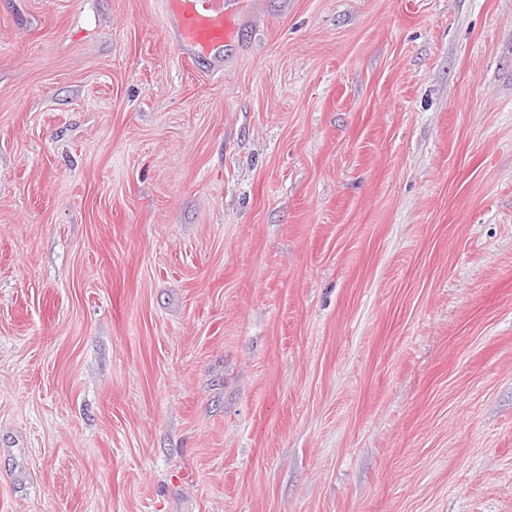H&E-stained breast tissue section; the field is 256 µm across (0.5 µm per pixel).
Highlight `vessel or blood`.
<instances>
[{
  "label": "vessel or blood",
  "mask_w": 512,
  "mask_h": 512,
  "mask_svg": "<svg viewBox=\"0 0 512 512\" xmlns=\"http://www.w3.org/2000/svg\"><path fill=\"white\" fill-rule=\"evenodd\" d=\"M169 16L178 21L182 43L198 54L223 47L233 35L235 12L229 0H165Z\"/></svg>",
  "instance_id": "b4317fda"
}]
</instances>
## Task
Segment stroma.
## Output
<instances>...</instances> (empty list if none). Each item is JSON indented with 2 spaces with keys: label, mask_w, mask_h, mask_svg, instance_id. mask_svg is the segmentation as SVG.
Segmentation results:
<instances>
[{
  "label": "stroma",
  "mask_w": 512,
  "mask_h": 512,
  "mask_svg": "<svg viewBox=\"0 0 512 512\" xmlns=\"http://www.w3.org/2000/svg\"><path fill=\"white\" fill-rule=\"evenodd\" d=\"M0 0L6 512H512V0ZM225 1L166 0L167 13L178 21L182 43L201 55L223 47L235 29L237 4Z\"/></svg>",
  "instance_id": "stroma-1"
}]
</instances>
